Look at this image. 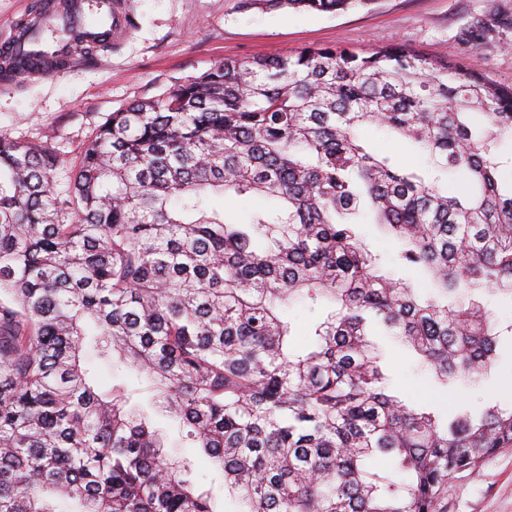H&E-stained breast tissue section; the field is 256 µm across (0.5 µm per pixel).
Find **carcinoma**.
<instances>
[{"label": "carcinoma", "mask_w": 512, "mask_h": 512, "mask_svg": "<svg viewBox=\"0 0 512 512\" xmlns=\"http://www.w3.org/2000/svg\"><path fill=\"white\" fill-rule=\"evenodd\" d=\"M111 46L82 37L74 52ZM67 64L0 51V81ZM369 126L427 167L369 148ZM509 140L512 86L398 44L225 61L111 113L65 173L52 146L0 135V512H55L52 496L80 512H213L125 386L90 384V331L192 428L243 512H442L449 477L512 447V410L443 422L389 390L374 337L444 387L495 364L478 296L512 298ZM450 172L463 191L442 185ZM246 194L277 205L226 221L224 200ZM367 218L438 295L381 272L356 231ZM297 296L334 304L302 353L277 312Z\"/></svg>", "instance_id": "obj_1"}]
</instances>
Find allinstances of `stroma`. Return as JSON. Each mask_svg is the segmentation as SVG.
<instances>
[{"label":"stroma","instance_id":"1","mask_svg":"<svg viewBox=\"0 0 512 512\" xmlns=\"http://www.w3.org/2000/svg\"><path fill=\"white\" fill-rule=\"evenodd\" d=\"M137 18L131 34L116 48L94 59H77L51 74L0 83V134L53 145L71 160L93 129L128 103L160 95L176 79L201 74L227 60L257 55L287 56L313 47L345 48L361 55L399 44L434 60L474 64L487 78L512 85V0H373L336 14L293 9L244 8L241 0H128ZM507 19L485 40L466 41L467 29L488 17ZM358 231L366 248L394 278L430 293L429 282L398 260L399 243L378 225ZM498 317L496 365L482 379H459L436 387L427 368L389 336L379 343L387 353L393 388L405 399L427 401L440 411L499 405L512 409V300L493 297ZM327 300L297 298L281 306L291 322L294 343L305 347L317 321L329 310ZM82 366L97 393L126 383L133 404L150 410L147 379L113 368L93 339H86ZM164 429L171 455L186 459L194 485L212 489L217 512H240L239 502L224 492L219 470L198 448L190 429L152 412ZM448 512H512V448L502 449L472 472L448 482Z\"/></svg>","mask_w":512,"mask_h":512}]
</instances>
